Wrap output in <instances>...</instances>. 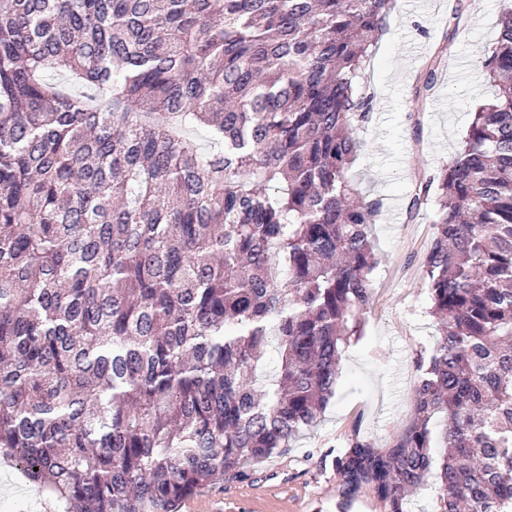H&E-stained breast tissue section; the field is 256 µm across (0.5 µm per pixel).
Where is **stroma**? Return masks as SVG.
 I'll use <instances>...</instances> for the list:
<instances>
[{
	"label": "stroma",
	"instance_id": "obj_1",
	"mask_svg": "<svg viewBox=\"0 0 512 512\" xmlns=\"http://www.w3.org/2000/svg\"><path fill=\"white\" fill-rule=\"evenodd\" d=\"M451 0H396L388 29L366 65L363 84L374 93L370 124L352 174L362 192L382 199L373 227L380 264L363 333L345 347L334 398L318 422L288 448L243 467L182 501L178 512H384L371 492L339 494L335 460L351 435L392 444L413 417L414 358L431 348L438 330L429 314L422 263L432 237V212L407 207L418 175L448 162L475 106L494 93L482 61L512 0H469L464 28L449 44L441 79L427 102L414 87L448 27ZM419 113L420 132L409 116ZM24 500L32 512H58L48 490L0 457V500Z\"/></svg>",
	"mask_w": 512,
	"mask_h": 512
}]
</instances>
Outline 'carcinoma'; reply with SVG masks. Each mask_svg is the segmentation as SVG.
<instances>
[{
	"label": "carcinoma",
	"mask_w": 512,
	"mask_h": 512,
	"mask_svg": "<svg viewBox=\"0 0 512 512\" xmlns=\"http://www.w3.org/2000/svg\"><path fill=\"white\" fill-rule=\"evenodd\" d=\"M393 5L0 0V454L59 512H176L321 417L379 264L350 170ZM483 68L408 205L441 327L414 419L335 461L385 512L431 478L436 512H512V10Z\"/></svg>",
	"instance_id": "cac0c4a2"
}]
</instances>
